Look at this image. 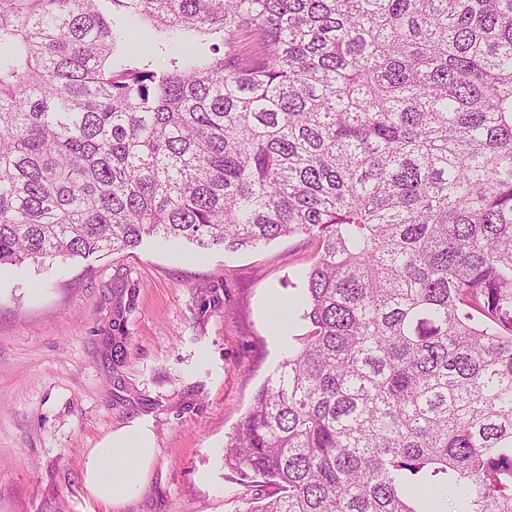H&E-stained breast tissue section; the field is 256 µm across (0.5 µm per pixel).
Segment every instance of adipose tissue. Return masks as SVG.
<instances>
[{
	"instance_id": "obj_1",
	"label": "adipose tissue",
	"mask_w": 512,
	"mask_h": 512,
	"mask_svg": "<svg viewBox=\"0 0 512 512\" xmlns=\"http://www.w3.org/2000/svg\"><path fill=\"white\" fill-rule=\"evenodd\" d=\"M158 453L151 422L136 419L110 431L84 455V500L121 512L146 489Z\"/></svg>"
}]
</instances>
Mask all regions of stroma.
I'll return each instance as SVG.
<instances>
[{
	"label": "stroma",
	"mask_w": 512,
	"mask_h": 512,
	"mask_svg": "<svg viewBox=\"0 0 512 512\" xmlns=\"http://www.w3.org/2000/svg\"><path fill=\"white\" fill-rule=\"evenodd\" d=\"M315 252L304 236L234 251L146 238L44 269L0 266V512H89L85 449L142 417L160 453L122 512H250L224 446L308 331L297 318L274 327L271 310L300 299ZM116 336L128 342L118 367Z\"/></svg>",
	"instance_id": "obj_1"
}]
</instances>
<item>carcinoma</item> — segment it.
Listing matches in <instances>:
<instances>
[{"mask_svg":"<svg viewBox=\"0 0 512 512\" xmlns=\"http://www.w3.org/2000/svg\"><path fill=\"white\" fill-rule=\"evenodd\" d=\"M154 235L317 244L252 512H512V0H0V266Z\"/></svg>","mask_w":512,"mask_h":512,"instance_id":"carcinoma-1","label":"carcinoma"}]
</instances>
